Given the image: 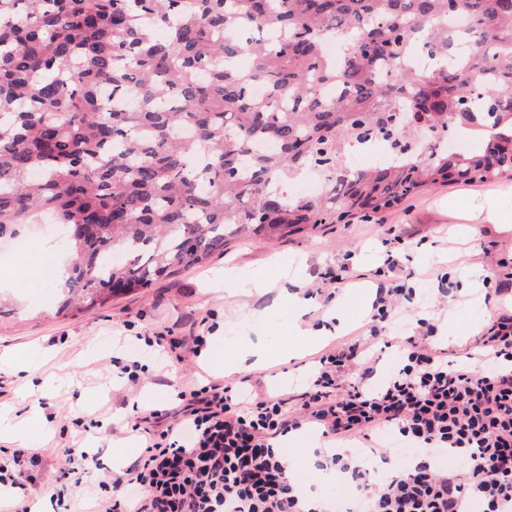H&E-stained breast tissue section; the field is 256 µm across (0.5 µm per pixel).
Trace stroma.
I'll return each mask as SVG.
<instances>
[{
	"label": "stroma",
	"mask_w": 512,
	"mask_h": 512,
	"mask_svg": "<svg viewBox=\"0 0 512 512\" xmlns=\"http://www.w3.org/2000/svg\"><path fill=\"white\" fill-rule=\"evenodd\" d=\"M496 200L512 210V179L443 185L405 199L385 214L324 224L275 241L244 236L204 266L159 279L140 293L89 312H58L54 280L43 279L38 290H31L25 265L0 269V280L10 285L12 306L0 315V415L19 421L33 403L44 414L31 424L29 439L0 437V446L24 448L39 462L34 469L38 484L28 496L33 512H55L54 501L38 485L66 466L63 448L78 436L74 421L80 411L102 421L88 446L104 467H116L112 443L121 416L132 415L137 405L166 407L175 389L201 376L224 378L223 369L212 361L223 350V334L230 325L239 329L233 351L259 340L269 353L262 367L242 366L239 375H252L271 392L299 389L316 356L353 339L362 328L374 298L383 227L395 228L404 238V267H434L456 282L454 300L441 308L431 285L416 284L415 304L420 311L437 312L441 335L456 360L465 361L473 337L493 312L512 308V300L494 304L476 289L484 280L482 254L494 261L512 259V226L470 218L477 203ZM344 262L358 275L351 288L330 302L317 294L302 306L294 305L292 293L306 291L316 273ZM204 319L213 329L200 359L177 362L143 342L167 328L179 336L196 335ZM321 327L329 330L321 341L301 339V332ZM127 334L137 336V343H124ZM129 355L149 366L133 387L112 375L113 358ZM314 443L305 434L287 443L299 465L298 477L323 496L343 498V486L316 470L306 455Z\"/></svg>",
	"instance_id": "1"
}]
</instances>
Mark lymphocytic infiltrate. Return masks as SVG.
Segmentation results:
<instances>
[{"label": "lymphocytic infiltrate", "instance_id": "1", "mask_svg": "<svg viewBox=\"0 0 512 512\" xmlns=\"http://www.w3.org/2000/svg\"><path fill=\"white\" fill-rule=\"evenodd\" d=\"M382 264L363 336L316 360L296 392H265L250 377L198 380L178 390L173 407L137 414L129 431L133 461L91 486L93 512H338L335 500L301 485L282 442L305 431L318 444L314 465L336 473L357 495L354 512H512V312L498 313L474 338L467 361L450 359L434 317L408 335L385 338L412 280L449 276L404 270L394 229L380 238ZM396 347L398 363L378 379L375 343ZM399 436L413 454L385 479L365 456L386 457L379 432ZM358 441L364 456L342 452Z\"/></svg>", "mask_w": 512, "mask_h": 512}]
</instances>
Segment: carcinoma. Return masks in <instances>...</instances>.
<instances>
[{"label": "carcinoma", "instance_id": "obj_1", "mask_svg": "<svg viewBox=\"0 0 512 512\" xmlns=\"http://www.w3.org/2000/svg\"><path fill=\"white\" fill-rule=\"evenodd\" d=\"M334 32L350 37L340 65L322 51ZM421 40L426 72L411 67ZM400 101L404 132L452 127L483 148L434 146L318 198L281 192L365 128L394 127ZM507 176L512 0H0V239L42 212L69 228L64 309L199 267L241 234L273 241Z\"/></svg>", "mask_w": 512, "mask_h": 512}]
</instances>
